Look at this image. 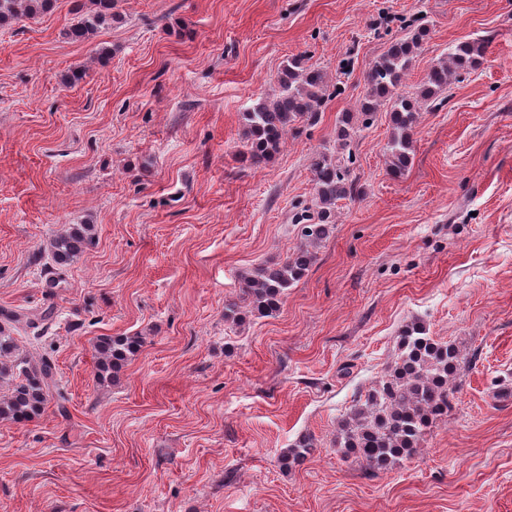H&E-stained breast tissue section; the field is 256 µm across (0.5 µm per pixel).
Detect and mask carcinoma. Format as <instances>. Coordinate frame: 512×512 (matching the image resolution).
I'll return each instance as SVG.
<instances>
[{
  "label": "carcinoma",
  "mask_w": 512,
  "mask_h": 512,
  "mask_svg": "<svg viewBox=\"0 0 512 512\" xmlns=\"http://www.w3.org/2000/svg\"><path fill=\"white\" fill-rule=\"evenodd\" d=\"M54 0H0V26L21 18L35 19L53 7ZM117 0H89L83 17L65 32L72 41L89 38L98 28L120 18ZM428 29L421 27L411 36L392 43L369 65L365 93L357 112L362 125L350 112L342 114L336 126V155L317 152L311 157L313 174L312 207L300 215L304 241L284 262L262 265L244 279L240 302L224 304V321L237 323L241 304L255 316L279 312L288 289L307 275L313 264L309 247L322 242L336 223L337 203L354 200L360 194L352 175L354 164L350 146L360 127L367 126L373 113L389 112L392 133L383 147L392 175H404L411 162L413 136L419 112L443 104L440 95L462 72L479 68L485 55L484 43L466 40L456 43L445 59L434 63L424 79L410 93L398 92L413 65ZM273 97H258L243 113V157L253 167L267 165L286 142L288 132L298 124H313L325 100L328 84L323 70L308 64L302 55L288 57L276 79ZM92 224H65L44 246L52 261L55 278L61 269L74 263L92 242ZM16 328L0 325V378L11 382V391L0 397V419L16 423L42 415L52 399L63 407L65 397L55 384L51 364H38L16 355ZM144 338L101 336L95 343L97 376L112 380L115 374L142 348ZM465 364L460 350L429 334L424 322L415 320L398 336V356L385 376L354 400L339 424L338 447L348 457L371 468H386L412 457L421 447L427 431L445 419L454 408L453 382ZM318 448L312 435L298 438L283 451L279 462L284 469L302 463Z\"/></svg>",
  "instance_id": "1"
}]
</instances>
